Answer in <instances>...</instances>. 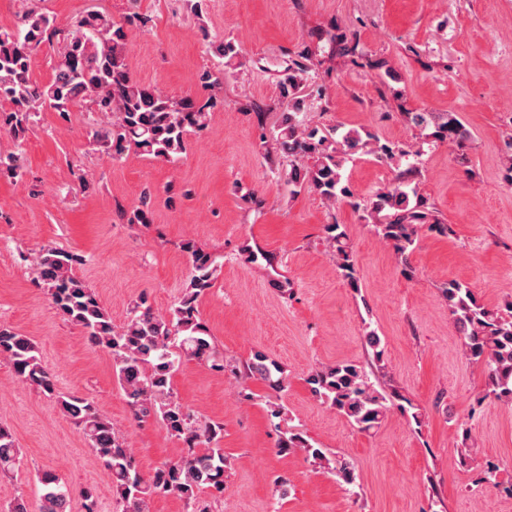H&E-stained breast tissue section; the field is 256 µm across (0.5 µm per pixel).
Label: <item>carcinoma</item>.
Listing matches in <instances>:
<instances>
[{
  "label": "carcinoma",
  "mask_w": 512,
  "mask_h": 512,
  "mask_svg": "<svg viewBox=\"0 0 512 512\" xmlns=\"http://www.w3.org/2000/svg\"><path fill=\"white\" fill-rule=\"evenodd\" d=\"M148 19L138 12L116 22L106 13L90 11L71 28H60L44 8L31 5L20 15L15 27L0 29V100L9 103L0 109V133L21 144L44 107L66 121L73 106L87 101L106 116L90 132V144L114 159L134 148L155 158L174 162L186 152L188 132L208 126L211 112L224 105L215 94L223 88L224 69L206 70L200 75L205 99L163 91L138 82L132 75L125 46L128 31L146 26ZM60 45L45 84L32 77V56L43 45ZM313 56L298 52L278 82L282 101L288 109L280 113L276 144L285 156L305 157L308 167L294 166L286 173L290 194L305 189L334 203L351 196L344 182V163L357 154H373L382 160L406 156L409 151L381 142L363 129L340 126L319 131L305 127L301 115L306 99L301 95L312 70ZM403 119L421 134L437 140L461 142L469 132L450 112H404ZM26 173L18 154L0 156V177L20 180ZM416 168L398 172L393 180L377 190L364 208V219L373 220L376 233L394 250L403 270L411 273L409 255L419 228L427 225L440 233L451 231L439 218L415 183ZM120 218L127 224L151 223L147 198ZM328 247L336 256L337 267L347 284L358 289V272L352 245L340 224L326 226ZM190 255L192 270L185 293L169 315L155 312L142 296L126 321L117 326L91 288L76 274L83 264L81 255L53 246L39 249L33 258L35 284L43 289L51 305L68 322L82 328L89 342L112 356L113 371L124 389L135 420L158 419L168 432L181 440L180 457L163 464L153 475L144 477L132 451L120 432L96 404L82 397L56 391L49 371L31 338L0 325V359L18 379L38 388L56 400L62 411L81 429L84 437L112 481L119 506L117 512H149L155 496L182 500L191 512H209L200 500L205 488L224 490V449L217 446L223 425L203 420L176 399L171 378L185 359L211 362L219 371H230L237 379L257 378L272 388H284L280 366L257 352L240 368L224 365L210 342L206 325L199 317L198 298L214 286L219 265L216 258L188 241L183 245ZM442 293L448 313L459 333L468 359L483 365L488 392L512 403V302L505 310L492 309L481 302L469 286L447 282ZM313 394L336 410L362 432L380 427L392 408L407 413L410 400L395 388H383L371 380L364 367L352 361L328 365L309 377ZM303 449L315 461L326 460L325 452L311 447L300 434L279 437L277 450L286 453ZM18 448L10 430L0 426V477H8L17 462ZM41 512H68L70 490L58 477L45 473Z\"/></svg>",
  "instance_id": "obj_1"
}]
</instances>
